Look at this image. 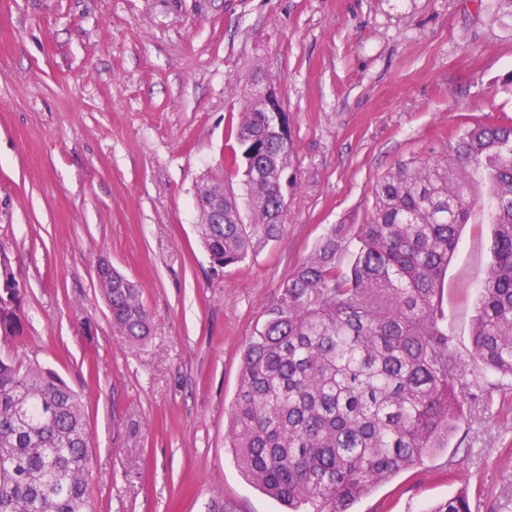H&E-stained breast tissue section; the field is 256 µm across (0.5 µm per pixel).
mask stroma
Here are the masks:
<instances>
[{
    "mask_svg": "<svg viewBox=\"0 0 512 512\" xmlns=\"http://www.w3.org/2000/svg\"><path fill=\"white\" fill-rule=\"evenodd\" d=\"M494 0H0V249L24 285V343L0 345L82 397L94 512H282L245 480L225 432L243 351L293 268L332 224L368 216L398 163L463 126L512 125V31ZM288 114L296 187L281 237L213 273L195 189L232 145L246 77ZM476 206L440 305L464 417L441 449L350 512H425L468 489L512 512V379L472 357L491 261ZM108 260L151 316L112 331Z\"/></svg>",
    "mask_w": 512,
    "mask_h": 512,
    "instance_id": "35a3bbf8",
    "label": "stroma"
}]
</instances>
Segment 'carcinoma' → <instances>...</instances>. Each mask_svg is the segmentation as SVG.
<instances>
[{
  "label": "carcinoma",
  "instance_id": "carcinoma-1",
  "mask_svg": "<svg viewBox=\"0 0 512 512\" xmlns=\"http://www.w3.org/2000/svg\"><path fill=\"white\" fill-rule=\"evenodd\" d=\"M252 98L224 157V223L203 206L197 232L213 270L232 269L284 230L293 142ZM364 224H331L289 275L242 357L226 433L246 480L288 512H349L374 487L448 447L462 416L440 295L459 231L487 203L492 263L472 355L512 378V127L463 128L448 153L401 163L372 188ZM352 260L341 261L351 243ZM113 332L142 342L140 289L112 271ZM22 287L0 257V342L21 341ZM79 395L54 371L0 358V512H93ZM429 512H472L465 492Z\"/></svg>",
  "mask_w": 512,
  "mask_h": 512
}]
</instances>
